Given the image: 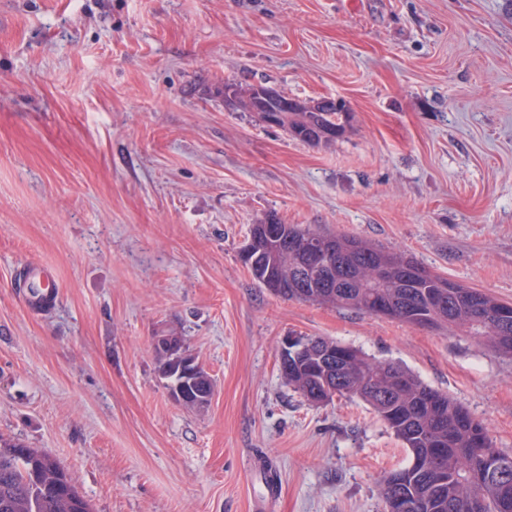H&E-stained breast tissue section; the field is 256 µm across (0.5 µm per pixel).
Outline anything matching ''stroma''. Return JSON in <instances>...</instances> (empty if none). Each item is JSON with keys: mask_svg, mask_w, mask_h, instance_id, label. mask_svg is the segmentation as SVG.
<instances>
[{"mask_svg": "<svg viewBox=\"0 0 512 512\" xmlns=\"http://www.w3.org/2000/svg\"><path fill=\"white\" fill-rule=\"evenodd\" d=\"M228 78L345 101L350 125L293 139L226 108ZM273 216L512 302V0H0V435L93 512H384L402 442L281 376L283 338L321 336L512 454V358L260 287L240 250ZM161 334L211 376L206 406L170 397Z\"/></svg>", "mask_w": 512, "mask_h": 512, "instance_id": "obj_1", "label": "stroma"}]
</instances>
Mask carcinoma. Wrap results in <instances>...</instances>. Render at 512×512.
Listing matches in <instances>:
<instances>
[{
  "mask_svg": "<svg viewBox=\"0 0 512 512\" xmlns=\"http://www.w3.org/2000/svg\"><path fill=\"white\" fill-rule=\"evenodd\" d=\"M235 108L257 114L265 108L255 86L234 79ZM297 110L281 124L292 138L306 143L331 142L344 135L351 116L343 102L313 105L296 101ZM292 240L322 238L336 255V287L288 285L285 300L331 304L371 313L381 301L395 320L415 328H462L500 354L512 358V325L501 311L511 306L495 296L423 269L424 277L407 288L402 266L415 260L350 236L322 234L298 224H283ZM260 274L289 277L301 259L268 243L253 226L247 243ZM312 352L293 360L286 382L306 400L333 388L339 397L368 404L403 442L409 464L386 473L380 482L385 507L397 500L405 512H512V455L496 448L486 426L448 395L432 389L402 364L378 360L350 345L322 337H304ZM159 372L173 389L181 381L179 362L157 351ZM0 438V512H92L85 496L49 454L33 448L18 453Z\"/></svg>",
  "mask_w": 512,
  "mask_h": 512,
  "instance_id": "obj_1",
  "label": "carcinoma"
}]
</instances>
